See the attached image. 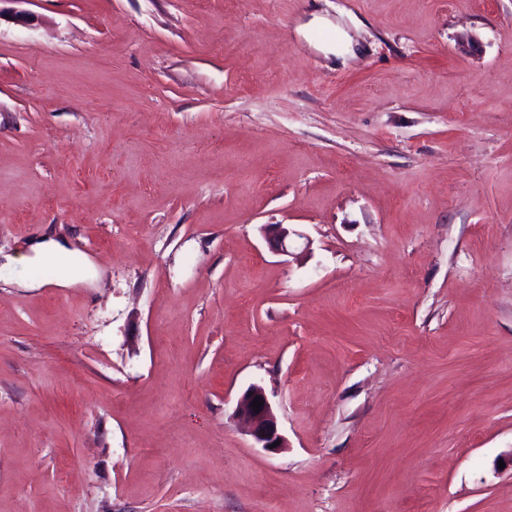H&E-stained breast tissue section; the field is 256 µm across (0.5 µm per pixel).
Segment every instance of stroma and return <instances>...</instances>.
Wrapping results in <instances>:
<instances>
[{"label":"stroma","instance_id":"1","mask_svg":"<svg viewBox=\"0 0 512 512\" xmlns=\"http://www.w3.org/2000/svg\"><path fill=\"white\" fill-rule=\"evenodd\" d=\"M0 512H512V0H0ZM33 252L32 256H23L20 259L22 266H31L38 258H42L45 254H53L59 263V272L57 277L52 280H46L36 275L30 276L22 281L25 288H43L46 285H54L56 287L68 288L74 285L77 280L72 279L66 273V267L71 263L72 252L61 245L59 242L49 239H42L34 242L30 246ZM255 397H259V400L263 401L259 412H255L252 408ZM235 414L245 423L247 432L260 448L269 451L286 448L287 443L279 432L278 421L272 404L261 385L252 384L248 387L237 402ZM276 441H280V444L270 448V445Z\"/></svg>","mask_w":512,"mask_h":512}]
</instances>
